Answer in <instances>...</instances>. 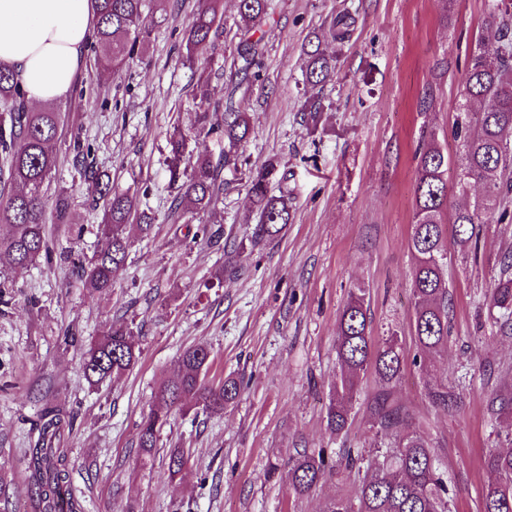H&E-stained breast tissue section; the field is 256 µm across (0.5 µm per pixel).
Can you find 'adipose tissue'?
<instances>
[{
  "label": "adipose tissue",
  "instance_id": "1",
  "mask_svg": "<svg viewBox=\"0 0 512 512\" xmlns=\"http://www.w3.org/2000/svg\"><path fill=\"white\" fill-rule=\"evenodd\" d=\"M95 15V0H0V66L13 72L28 103L68 94Z\"/></svg>",
  "mask_w": 512,
  "mask_h": 512
}]
</instances>
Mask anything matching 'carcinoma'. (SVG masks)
<instances>
[{"mask_svg": "<svg viewBox=\"0 0 512 512\" xmlns=\"http://www.w3.org/2000/svg\"><path fill=\"white\" fill-rule=\"evenodd\" d=\"M219 0H204L185 38L188 57L208 48L220 25ZM242 22L235 48L237 73L242 79L226 95L224 124L210 123L209 112H197L194 125L208 137L224 139V168L238 169L245 163V144L251 137L250 116L235 100L238 91L248 92L257 77L263 55L260 40L253 39V26L268 14V0H236ZM144 0H96V45L99 61L118 72L126 56L134 51L146 32ZM487 22L498 35L480 40L472 50L458 82V104L452 135L458 142L455 158L430 141L415 153V207L408 247L414 257L410 273L416 352L414 364L432 368L448 353L449 284L448 251L454 245L464 251H478L482 226L503 222L512 215V4L507 0H487ZM356 17L345 11L333 16L327 28L303 48V71L311 88H321L336 72V57L324 45L349 40ZM304 119L317 126L321 99L312 94L301 105ZM61 115L52 107L30 110L9 70L0 67V224L8 228L0 236V277L26 268L39 259L51 258L45 224L68 223V199L59 192L48 196L49 178L57 163L54 144L58 139ZM170 181L176 195L171 207L207 213L223 199L229 184L221 177V167L205 151L183 162L184 140L180 134L168 140ZM455 170L448 181V170ZM276 164L270 160L247 182V195L256 209L257 224L248 241L236 249L256 247L273 240L293 220V198L286 187L275 194L269 188ZM88 179L103 205L99 225L103 246L86 262L78 263L80 278L100 292L112 288L132 248L127 234L129 223L141 222L148 234L151 225L138 209L137 192L119 191L90 170ZM483 186V194L469 207L452 213L453 243H448L444 215L448 197L467 194L471 184ZM486 304L498 310L505 323L512 322V253L500 259V271L486 293ZM370 308L366 291L350 290L336 325V354L340 375L325 406L326 427L340 434L348 425L352 401L361 379L373 371L378 390L371 406L375 438L387 442L379 455L366 462L347 449L335 462L323 449L299 451L288 457V485L294 494L310 493L336 474V465L352 472L367 468L353 491L330 498L323 512H449L448 484L439 472L436 453L425 436L406 427L404 413L391 399L403 375L407 351L394 333L374 339L370 335ZM141 354L139 336L127 325L114 324L92 344L84 360V376L93 385L110 381L130 370ZM212 350L203 343L193 345L178 358L175 373L161 380L151 406L142 416L136 433L138 458L145 462L158 451L160 432L171 418L191 410L206 414L224 412V406L241 393V382L233 377L213 382L207 378ZM426 395L443 409H452L464 399L463 392L448 383L429 384ZM487 410L495 419L512 426V383L492 391ZM38 439L26 457L30 485L39 498L42 512H82L81 503L69 495V461L59 442L72 427L70 416L47 406L36 423ZM188 455L172 448L168 472L174 475L185 466ZM487 470L495 474L482 495V512H512V449L494 450L485 457Z\"/></svg>", "mask_w": 512, "mask_h": 512, "instance_id": "cac0c4a2", "label": "carcinoma"}]
</instances>
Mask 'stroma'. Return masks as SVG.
Returning a JSON list of instances; mask_svg holds the SVG:
<instances>
[{
	"mask_svg": "<svg viewBox=\"0 0 512 512\" xmlns=\"http://www.w3.org/2000/svg\"><path fill=\"white\" fill-rule=\"evenodd\" d=\"M200 0H146L147 34L120 73L98 67L86 49L62 114L51 191H65L69 223L50 224L54 252L91 258L100 245L95 206L83 169L73 162L81 141L112 185L138 190L149 235L137 237L110 292L86 288L59 260L39 261L0 287V512H39L25 454L44 405L73 419L61 442L70 484L83 512H322L325 499L357 477L339 470L314 491L295 495L284 464L289 453L351 448L376 454L370 406L377 386L366 374L340 435L324 420L339 373L336 323L351 288L368 292L374 335L395 332L415 352L408 249L414 209L415 148L435 131L448 154L457 85L478 40L493 37L485 0H270L253 29L263 46L260 79L241 102L251 119L247 166L224 171L233 188L211 216L170 210L168 139L185 135V152L224 156L218 136H199L196 83L211 79L208 107L224 120V90L237 83L235 0L223 2L213 45L187 61L183 36ZM355 14L339 65L324 86L316 128L300 120L308 91L301 49L336 12ZM432 92L429 111L419 102ZM295 197L293 221L265 244L235 252L255 221L244 186L268 160ZM216 223L219 239L196 236ZM512 251V222L485 225L477 256L448 254L452 292L448 354L430 372L406 363L392 399L409 429L432 444L451 489L450 512H481L492 481L484 456L508 445L512 428L489 418L485 397L512 367V330L486 305L499 259ZM115 323L140 333L141 358L125 375L90 386L85 352ZM211 347L212 379L243 378L241 396L223 414L179 418L165 426L151 464L135 448L137 425L158 383L181 352ZM447 380L460 407L433 406L425 386ZM185 448L187 465L169 475L167 452Z\"/></svg>",
	"mask_w": 512,
	"mask_h": 512,
	"instance_id": "1",
	"label": "stroma"
}]
</instances>
